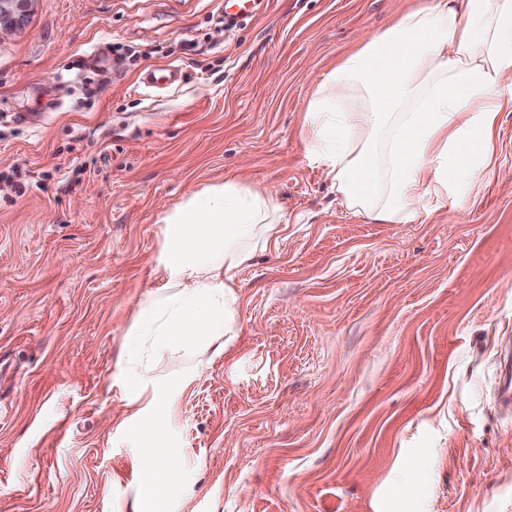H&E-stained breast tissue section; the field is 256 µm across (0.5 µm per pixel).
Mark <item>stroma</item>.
I'll list each match as a JSON object with an SVG mask.
<instances>
[{"label": "stroma", "instance_id": "obj_1", "mask_svg": "<svg viewBox=\"0 0 512 512\" xmlns=\"http://www.w3.org/2000/svg\"><path fill=\"white\" fill-rule=\"evenodd\" d=\"M418 0H35L0 42V512H512V110L460 208L375 224L305 157L316 74ZM179 84L143 91L151 69ZM234 175L280 219L225 353L145 372L183 496L151 501L126 334L164 214ZM498 398L502 405L512 406V354L505 350L500 362Z\"/></svg>", "mask_w": 512, "mask_h": 512}]
</instances>
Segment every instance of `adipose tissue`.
I'll list each match as a JSON object with an SVG mask.
<instances>
[{"instance_id": "adipose-tissue-1", "label": "adipose tissue", "mask_w": 512, "mask_h": 512, "mask_svg": "<svg viewBox=\"0 0 512 512\" xmlns=\"http://www.w3.org/2000/svg\"><path fill=\"white\" fill-rule=\"evenodd\" d=\"M511 76L512 0H431L316 78L302 121L306 158L330 177L341 206L374 223H416L426 203L457 209L461 183L487 173ZM163 222V283L143 305L129 354H141L144 336L225 352L239 300L234 273L268 245L274 197L228 177ZM143 455L153 497L177 496L175 457L156 445Z\"/></svg>"}]
</instances>
